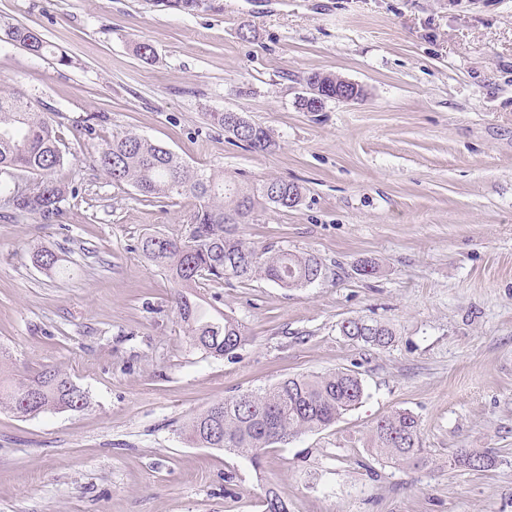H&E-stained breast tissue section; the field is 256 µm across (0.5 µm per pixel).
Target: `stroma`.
<instances>
[{
  "label": "stroma",
  "instance_id": "35a3bbf8",
  "mask_svg": "<svg viewBox=\"0 0 512 512\" xmlns=\"http://www.w3.org/2000/svg\"><path fill=\"white\" fill-rule=\"evenodd\" d=\"M0 21L72 59L0 41V91L47 112L71 188L49 222L0 206V362L21 376L59 367L91 400L0 410V512H263L269 487L288 512H512V0H208L189 14L0 0ZM314 72L365 95L303 111ZM213 112L269 128L275 148L231 141ZM90 115L98 138L130 131L243 186L297 183L298 206L260 209L239 232L317 256L323 279L204 286L248 340L232 358L192 346L172 283L137 245L185 228L196 201L113 184L92 161ZM37 246L60 273L32 262ZM359 318L389 327L391 344L343 336ZM337 369L359 373L361 402L271 445L260 467L181 434L224 397ZM396 409L419 422L423 466L369 448ZM463 448L495 462L455 465Z\"/></svg>",
  "mask_w": 512,
  "mask_h": 512
}]
</instances>
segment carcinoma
Returning a JSON list of instances; mask_svg holds the SVG:
<instances>
[{"label": "carcinoma", "mask_w": 512, "mask_h": 512, "mask_svg": "<svg viewBox=\"0 0 512 512\" xmlns=\"http://www.w3.org/2000/svg\"><path fill=\"white\" fill-rule=\"evenodd\" d=\"M167 9L190 12L200 0H155ZM0 40L42 57L53 45L23 24L0 27ZM339 77L315 72L307 87L336 92ZM211 121L236 140L260 153L276 146L270 130L241 118L230 127L224 113H210ZM96 166L115 184L132 187L142 200L191 196L195 209L183 232L148 234L141 238L143 256L164 270L176 288L175 309L183 332L193 345L213 357H235L246 342L243 325L225 314L214 317L196 301L197 288L207 282L263 277L282 288H304L322 276L321 263L312 255L286 249H257L238 234V226L253 220L258 208H293L302 199L301 187L267 179L247 187L227 188L224 171L205 172L190 167L176 154L133 132L121 131L93 145ZM68 162L47 113L25 97L0 94V198L15 214L49 220L60 214L69 186L55 177ZM34 259L41 269L57 271V256L38 249ZM352 340L384 346L392 332L359 320L346 332ZM364 386L358 373L338 370L323 375H296L268 388L220 399L195 415L184 427L188 441L216 448L260 463L262 451L291 437L326 428L358 405ZM88 392L63 370L47 366L33 376L16 378L0 369V408L22 416L48 410H84ZM372 448L388 459L416 464L422 459L419 424L406 410H395L377 421ZM455 463L471 470L493 464L486 452L464 449ZM264 512H287L286 503L272 489L264 493Z\"/></svg>", "instance_id": "carcinoma-1"}]
</instances>
